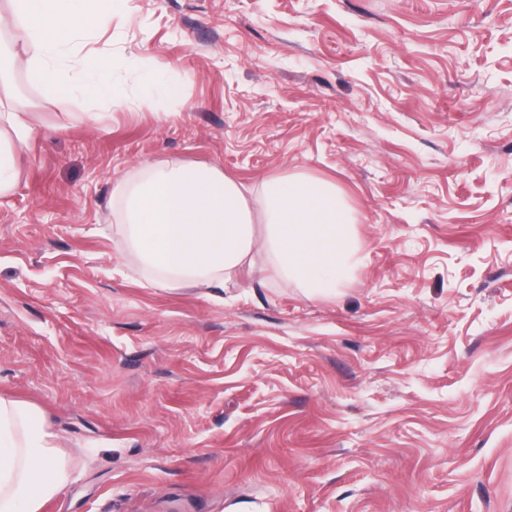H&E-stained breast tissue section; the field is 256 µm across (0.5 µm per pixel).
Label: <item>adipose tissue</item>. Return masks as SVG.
<instances>
[{
	"mask_svg": "<svg viewBox=\"0 0 512 512\" xmlns=\"http://www.w3.org/2000/svg\"><path fill=\"white\" fill-rule=\"evenodd\" d=\"M112 5L14 0L25 66L48 88H79L124 104L104 79L106 61L79 52L82 35L111 20ZM114 196L113 237L167 286L223 288L252 253L263 252L279 276L329 295L353 249L351 215L335 185L304 173L272 176L247 190L216 165L173 162L119 182ZM258 214L267 226L262 237L254 228ZM68 479L59 436L39 409L0 395V512H42Z\"/></svg>",
	"mask_w": 512,
	"mask_h": 512,
	"instance_id": "adipose-tissue-1",
	"label": "adipose tissue"
}]
</instances>
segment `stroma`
<instances>
[{
	"label": "stroma",
	"instance_id": "1",
	"mask_svg": "<svg viewBox=\"0 0 512 512\" xmlns=\"http://www.w3.org/2000/svg\"><path fill=\"white\" fill-rule=\"evenodd\" d=\"M0 7V393L70 467L42 512H512V0H117L126 105L28 83ZM169 162L335 184L334 294L253 253L156 283L112 192ZM15 185L14 155L11 146L0 142V196Z\"/></svg>",
	"mask_w": 512,
	"mask_h": 512
}]
</instances>
